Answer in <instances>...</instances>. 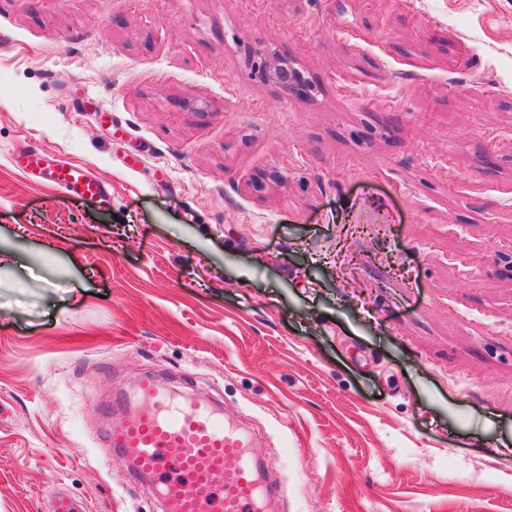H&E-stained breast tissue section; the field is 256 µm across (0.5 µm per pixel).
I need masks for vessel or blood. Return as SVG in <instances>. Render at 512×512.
Here are the masks:
<instances>
[{
  "label": "vessel or blood",
  "instance_id": "b4317fda",
  "mask_svg": "<svg viewBox=\"0 0 512 512\" xmlns=\"http://www.w3.org/2000/svg\"><path fill=\"white\" fill-rule=\"evenodd\" d=\"M50 176L66 191L102 192L78 163ZM137 394L136 414L128 418L116 411L109 437L140 472L156 479L168 512H266L275 495L264 479L266 465L253 457L249 436L219 405H182L151 377L140 382ZM203 487L208 495H200Z\"/></svg>",
  "mask_w": 512,
  "mask_h": 512
}]
</instances>
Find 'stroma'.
Instances as JSON below:
<instances>
[{
	"label": "stroma",
	"mask_w": 512,
	"mask_h": 512,
	"mask_svg": "<svg viewBox=\"0 0 512 512\" xmlns=\"http://www.w3.org/2000/svg\"><path fill=\"white\" fill-rule=\"evenodd\" d=\"M147 375L270 512H512V0H0V512H163ZM265 74L269 82L287 92L295 95L307 92V86L303 82L300 72L289 59L276 58ZM49 175L55 184L63 190L82 195L103 196L100 185L88 178L86 168L81 164L69 163L60 169L51 171Z\"/></svg>",
	"instance_id": "stroma-1"
}]
</instances>
